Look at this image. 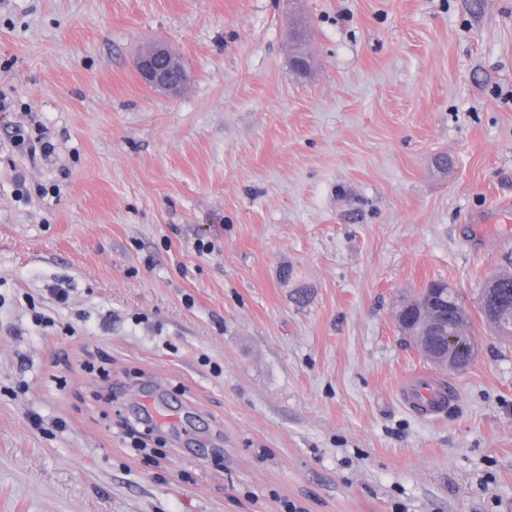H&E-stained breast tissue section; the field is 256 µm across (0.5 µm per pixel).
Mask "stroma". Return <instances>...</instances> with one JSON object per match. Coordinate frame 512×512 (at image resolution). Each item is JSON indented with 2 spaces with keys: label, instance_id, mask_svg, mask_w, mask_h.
<instances>
[{
  "label": "stroma",
  "instance_id": "35a3bbf8",
  "mask_svg": "<svg viewBox=\"0 0 512 512\" xmlns=\"http://www.w3.org/2000/svg\"><path fill=\"white\" fill-rule=\"evenodd\" d=\"M0 103V512H512L476 310L512 269V0H0ZM434 280L477 349L428 419L393 314ZM147 387L178 422L141 448ZM176 54L165 41L155 42L139 54L136 71L147 86L167 96L180 93L187 81L186 71L176 63Z\"/></svg>",
  "mask_w": 512,
  "mask_h": 512
}]
</instances>
